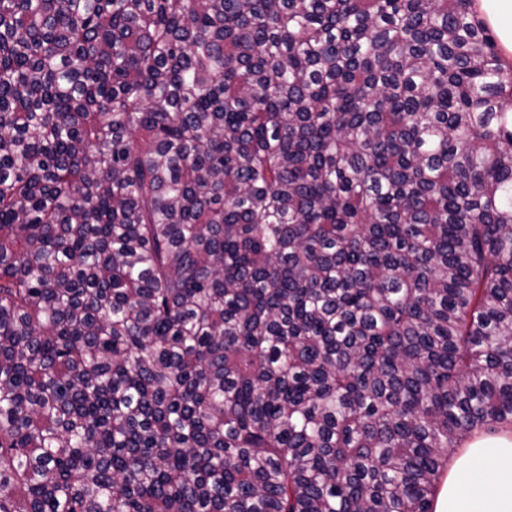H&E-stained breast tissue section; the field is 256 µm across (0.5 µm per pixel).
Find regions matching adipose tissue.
I'll return each mask as SVG.
<instances>
[{
	"label": "adipose tissue",
	"instance_id": "ef3b65f1",
	"mask_svg": "<svg viewBox=\"0 0 512 512\" xmlns=\"http://www.w3.org/2000/svg\"><path fill=\"white\" fill-rule=\"evenodd\" d=\"M505 60L512 61V0H476ZM490 468L489 478L471 481L474 468ZM434 512H512V434L478 436L452 458L436 495Z\"/></svg>",
	"mask_w": 512,
	"mask_h": 512
}]
</instances>
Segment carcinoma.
Returning a JSON list of instances; mask_svg holds the SVG:
<instances>
[{
	"instance_id": "obj_1",
	"label": "carcinoma",
	"mask_w": 512,
	"mask_h": 512,
	"mask_svg": "<svg viewBox=\"0 0 512 512\" xmlns=\"http://www.w3.org/2000/svg\"><path fill=\"white\" fill-rule=\"evenodd\" d=\"M511 425L473 0H0V512H433Z\"/></svg>"
}]
</instances>
